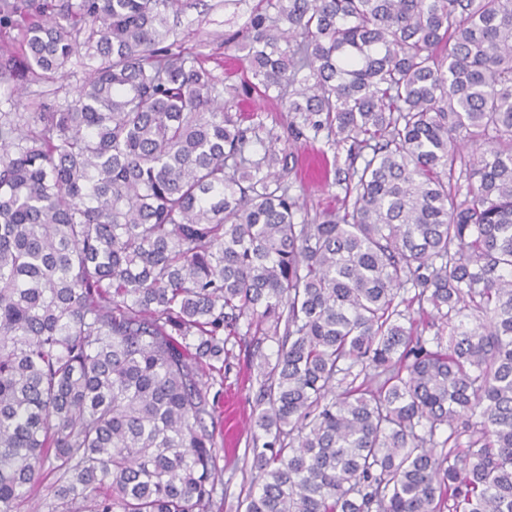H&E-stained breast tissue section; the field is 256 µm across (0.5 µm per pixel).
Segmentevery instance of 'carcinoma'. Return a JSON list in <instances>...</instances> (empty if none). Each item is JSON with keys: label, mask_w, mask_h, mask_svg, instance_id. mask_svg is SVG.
<instances>
[{"label": "carcinoma", "mask_w": 512, "mask_h": 512, "mask_svg": "<svg viewBox=\"0 0 512 512\" xmlns=\"http://www.w3.org/2000/svg\"><path fill=\"white\" fill-rule=\"evenodd\" d=\"M180 7L0 0V33L27 22L0 82L98 62L0 113V512L46 468L48 512H213L198 363L224 376L243 319L283 332L244 512H512V0H259L226 44L292 134L347 149L312 221L168 43ZM408 288L448 344L405 327ZM88 64L87 60H74L68 67V73L56 84L47 85L41 82H30L22 94L13 92L12 84L0 83L1 112H34L40 103L64 106L74 98L75 90L84 81Z\"/></svg>", "instance_id": "1"}]
</instances>
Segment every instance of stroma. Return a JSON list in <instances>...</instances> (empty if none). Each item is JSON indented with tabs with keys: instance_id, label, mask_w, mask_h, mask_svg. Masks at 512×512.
Instances as JSON below:
<instances>
[{
	"instance_id": "35a3bbf8",
	"label": "stroma",
	"mask_w": 512,
	"mask_h": 512,
	"mask_svg": "<svg viewBox=\"0 0 512 512\" xmlns=\"http://www.w3.org/2000/svg\"><path fill=\"white\" fill-rule=\"evenodd\" d=\"M188 6L175 26L178 45L202 61L218 78L224 99L242 102L252 129L248 153L260 156L266 144H275L288 158L284 177L291 195L298 197L302 214L316 217L343 208L344 188L336 182L337 169L347 166L345 155L335 154L325 139H294L288 133L289 117L279 100L255 91V80L224 37L240 29L257 0H187ZM88 72L87 62L76 60L56 84L30 82L22 93L0 83L1 112H31L40 103L62 106L71 102ZM278 338L273 333L251 332L229 337L224 353V378L211 380L208 393L215 396L216 428L224 434V453L217 464L224 487L223 500L214 512H244L242 502L253 485L255 470L251 452L256 427L254 414L259 385L256 381L261 358H275Z\"/></svg>"
}]
</instances>
